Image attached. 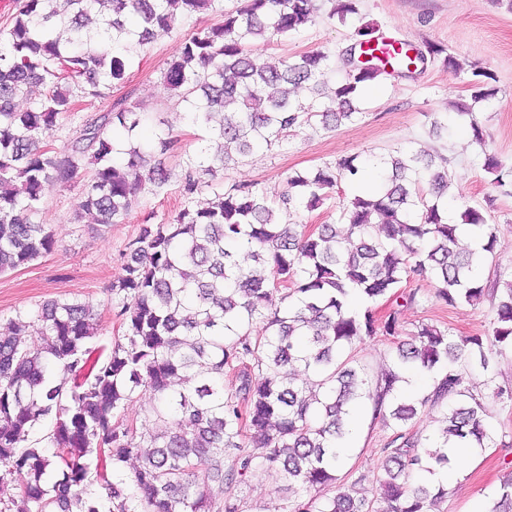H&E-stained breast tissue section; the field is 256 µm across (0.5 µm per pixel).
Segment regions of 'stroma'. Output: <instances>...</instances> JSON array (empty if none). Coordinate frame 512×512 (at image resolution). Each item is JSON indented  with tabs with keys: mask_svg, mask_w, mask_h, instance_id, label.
Wrapping results in <instances>:
<instances>
[{
	"mask_svg": "<svg viewBox=\"0 0 512 512\" xmlns=\"http://www.w3.org/2000/svg\"><path fill=\"white\" fill-rule=\"evenodd\" d=\"M315 22L299 33L278 36L255 48L264 58L295 56L322 50L341 55L356 38L358 28L370 27L376 36L418 47L437 44L455 56L460 71L448 70L441 60L429 61L423 71L409 76L387 75L358 103V119L326 129L319 122L293 128L283 146L254 150L238 163L218 172L216 188L253 183L271 204H279L284 178L308 172L340 158L380 159L407 150H425L445 157L448 168V202L451 215L468 205L484 212L497 236L495 252L482 269L485 282L512 279V11L498 0H356L357 12L347 19L331 16L332 0H318ZM211 13L196 15L178 33L157 31L148 49L135 57L124 83L113 86L106 97L87 96L80 102V118H65L53 135L55 146L77 137L80 119L105 111L112 99L123 96L142 107L141 135L152 139L160 126L178 135L183 149L193 150L197 130L160 84V72L179 51L184 35L215 23ZM491 74L495 90L491 100L472 103L473 68ZM473 104L474 117H458L456 110ZM477 121L484 140L476 142L469 126ZM440 129H433V122ZM499 160L505 186H498L484 167L485 155ZM170 171L166 185L142 192L125 223L105 228L83 220L71 221L77 196L88 178L80 174L70 186L47 184L37 222L48 225L57 243L36 261L0 275V330L11 320L25 317L29 334H36L32 317L46 300L89 302L97 317L96 344L111 345L122 334L121 322L111 305L110 287L122 273V254L147 224L172 220L185 205L181 193L182 170L175 157L166 158ZM355 191L341 183L331 201L310 211L299 209L291 222L313 229L341 221L342 202ZM402 292L418 294L415 305L403 308L398 327L400 339H408L422 324H432L455 336L481 334L495 312L491 299L468 305L448 306L438 301L432 280L416 275L403 280ZM391 337L374 336L357 344L354 357L368 379H376L388 366ZM464 385L486 401L491 422L502 444L482 449L462 481L450 487L434 512H489L507 476L512 475V403L492 399L482 376L464 370ZM390 434L378 419L363 415L357 421L354 447L338 474L344 486L358 474L376 470ZM236 494L245 501V512H278L288 495L287 484L258 470L239 484Z\"/></svg>",
	"mask_w": 512,
	"mask_h": 512,
	"instance_id": "1",
	"label": "stroma"
}]
</instances>
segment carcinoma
Segmentation results:
<instances>
[{
    "instance_id": "1",
    "label": "carcinoma",
    "mask_w": 512,
    "mask_h": 512,
    "mask_svg": "<svg viewBox=\"0 0 512 512\" xmlns=\"http://www.w3.org/2000/svg\"><path fill=\"white\" fill-rule=\"evenodd\" d=\"M203 10L222 20L184 39L161 72L163 88L200 130L183 178L187 205L170 222L144 226L124 254L111 288L123 335L109 348L94 345L92 306L57 299L36 311L38 339H26L21 319L0 334V491L15 473L25 480L20 498L0 499V512H243L231 485L256 469L306 493L287 499L282 512H433L446 488L419 475L448 467L450 448L498 446L483 398L463 388L459 370L488 372L493 352L512 349V280L490 290L476 267L494 254V227L474 207L461 222L448 220L446 159L390 156L378 193L343 205L344 224L308 234L254 184L202 201L194 195L224 166L283 144L314 117L325 128L358 117L359 89L384 74L407 76L439 56L459 69L446 49L403 46L386 65L360 28L342 54L348 80L304 106L294 89L320 92L336 57L311 51L270 62L252 46L312 23L316 0H242L231 10L224 0H22L0 47V274L54 249L48 225L35 221L46 184L67 187L91 165L73 222L91 215L106 228L125 223L146 185L166 184L159 156L180 140L161 129L141 141V112L125 98L82 119L80 136L63 150L48 138L62 116L79 111L82 95L123 82L133 53L156 31H176ZM472 76L473 102L494 96L488 72L475 68ZM33 85L44 93L17 111L15 99ZM365 175L354 155L290 174L282 204L314 210L340 182ZM466 225L480 248L459 246ZM412 273L435 281L436 297L450 306L491 297L496 319L483 336L419 325L395 344L392 367L372 384L355 365L353 345L396 334L400 308L417 303L418 292L398 291ZM276 288L287 303L268 311L261 302ZM382 299L400 307L380 316L372 304ZM259 321L264 333L254 335ZM298 367L311 375L305 387L290 377ZM55 369L71 383L55 381ZM414 369L435 373L434 383L404 399L399 385ZM227 373L235 377L229 387ZM139 391L152 399L140 430L120 420ZM356 401L373 418L392 420L379 474L356 480L375 484L370 499L336 488ZM427 406L443 409L431 440L411 426ZM44 420L51 430L30 439ZM133 459L129 494L123 473ZM94 484L102 494L90 492ZM490 512H512V477Z\"/></svg>"
}]
</instances>
